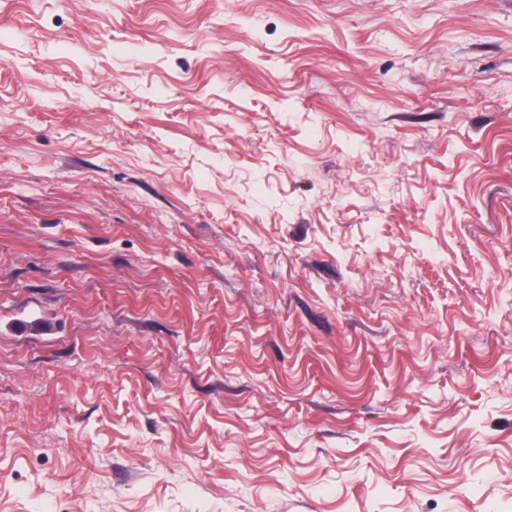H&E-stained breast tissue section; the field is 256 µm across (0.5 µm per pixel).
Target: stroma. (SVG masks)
Masks as SVG:
<instances>
[{
	"label": "stroma",
	"instance_id": "stroma-1",
	"mask_svg": "<svg viewBox=\"0 0 512 512\" xmlns=\"http://www.w3.org/2000/svg\"><path fill=\"white\" fill-rule=\"evenodd\" d=\"M0 512H512V0H0Z\"/></svg>",
	"mask_w": 512,
	"mask_h": 512
}]
</instances>
